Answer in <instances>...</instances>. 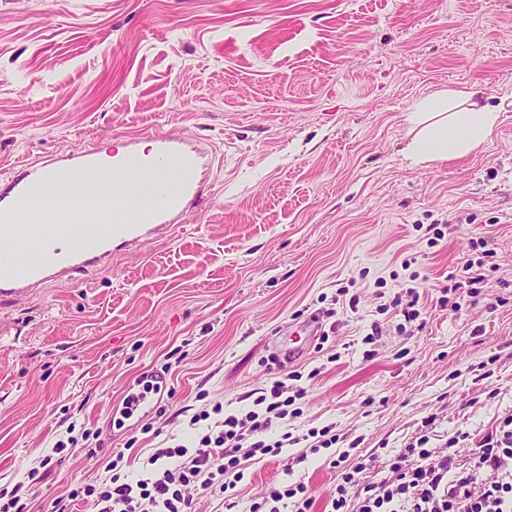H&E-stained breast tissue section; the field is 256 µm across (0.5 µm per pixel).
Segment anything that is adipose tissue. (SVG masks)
Listing matches in <instances>:
<instances>
[{
  "mask_svg": "<svg viewBox=\"0 0 512 512\" xmlns=\"http://www.w3.org/2000/svg\"><path fill=\"white\" fill-rule=\"evenodd\" d=\"M498 117L494 108L477 99L475 91L431 93L414 105L412 119L421 130L406 157L417 165L475 151L488 140Z\"/></svg>",
  "mask_w": 512,
  "mask_h": 512,
  "instance_id": "obj_1",
  "label": "adipose tissue"
}]
</instances>
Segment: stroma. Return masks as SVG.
<instances>
[{
  "label": "stroma",
  "instance_id": "obj_1",
  "mask_svg": "<svg viewBox=\"0 0 512 512\" xmlns=\"http://www.w3.org/2000/svg\"><path fill=\"white\" fill-rule=\"evenodd\" d=\"M444 89L479 91L497 125L412 165L413 105ZM157 132L209 145L212 196L93 280L0 303V490L30 484L23 512L120 451L138 475L192 414L249 409L293 371L288 431L332 426L334 451L373 457L364 484L420 432L444 453L512 416V0H0V173ZM486 247L495 272L441 304ZM411 286L419 317L383 309ZM342 287L356 307L332 305ZM329 307L335 333L273 365L276 336ZM148 374L168 396L113 425ZM331 452L251 459L240 504L302 482L325 512Z\"/></svg>",
  "mask_w": 512,
  "mask_h": 512
}]
</instances>
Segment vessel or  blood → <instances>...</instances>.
<instances>
[{
  "mask_svg": "<svg viewBox=\"0 0 512 512\" xmlns=\"http://www.w3.org/2000/svg\"><path fill=\"white\" fill-rule=\"evenodd\" d=\"M155 152L142 157L136 140L124 152L103 162L95 148L76 152L0 174V297L22 298L55 276L77 278L102 269L116 241L138 240L148 224H176L205 201L210 187L189 179V164L204 165L208 152L187 148L177 135L162 132L153 138ZM107 168L110 195L88 194L86 204L107 205L112 228L72 221L71 202L78 192L79 174ZM35 241L40 252L35 263L21 266L20 243Z\"/></svg>",
  "mask_w": 512,
  "mask_h": 512,
  "instance_id": "1",
  "label": "vessel or blood"
}]
</instances>
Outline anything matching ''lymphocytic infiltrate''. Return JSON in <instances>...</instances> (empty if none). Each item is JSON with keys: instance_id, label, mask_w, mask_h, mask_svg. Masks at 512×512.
<instances>
[{"instance_id": "1", "label": "lymphocytic infiltrate", "mask_w": 512, "mask_h": 512, "mask_svg": "<svg viewBox=\"0 0 512 512\" xmlns=\"http://www.w3.org/2000/svg\"><path fill=\"white\" fill-rule=\"evenodd\" d=\"M304 394L276 380L247 412L228 415L222 403H215L190 417L189 444L154 449L135 478L122 473L124 456L116 454L105 479L56 499L51 512H71L77 500L90 503L95 512H196L189 493L193 487L215 499L213 512H237L233 491L246 468L242 446L263 457L279 455L293 437L285 432L272 439L268 432ZM428 441L427 435L417 437L391 457L386 477L364 486L359 476L369 467L365 458L339 454L331 462L340 478L328 498L330 512H512V418L471 445L464 467L454 454L432 452ZM353 488L358 491L354 497L349 494ZM313 502L304 483L280 484L247 512H310Z\"/></svg>"}]
</instances>
